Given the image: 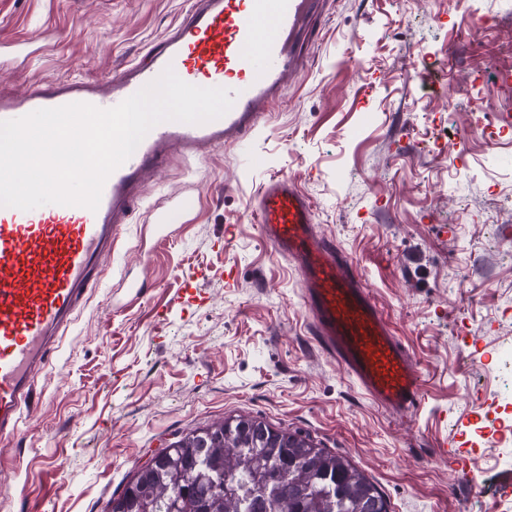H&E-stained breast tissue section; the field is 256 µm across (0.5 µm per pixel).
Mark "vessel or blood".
<instances>
[{
  "instance_id": "1",
  "label": "vessel or blood",
  "mask_w": 512,
  "mask_h": 512,
  "mask_svg": "<svg viewBox=\"0 0 512 512\" xmlns=\"http://www.w3.org/2000/svg\"><path fill=\"white\" fill-rule=\"evenodd\" d=\"M320 0H193L137 61L109 80H52L0 94V121L40 109L89 103L117 106L173 68L183 81L228 89L234 103L203 124L156 125L111 173L97 210L45 205L0 207V440L14 434L33 377L48 370L57 336L99 283L139 188L176 153L244 142L264 108L301 66L297 40ZM266 241L302 277V306L319 350L378 406L404 414L420 405L421 373L378 311L354 265L333 240L316 237L310 199L288 178L263 187L256 210Z\"/></svg>"
}]
</instances>
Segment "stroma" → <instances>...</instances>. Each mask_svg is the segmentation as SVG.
<instances>
[{
	"label": "stroma",
	"mask_w": 512,
	"mask_h": 512,
	"mask_svg": "<svg viewBox=\"0 0 512 512\" xmlns=\"http://www.w3.org/2000/svg\"><path fill=\"white\" fill-rule=\"evenodd\" d=\"M189 0H0V92L106 80ZM302 68L245 145L172 156L0 443V512H105L181 437L239 416L309 436L389 512L512 503V0H324ZM275 176L311 200L418 364L415 416L364 396L310 335L262 236ZM169 210L159 233L154 210Z\"/></svg>",
	"instance_id": "obj_1"
}]
</instances>
